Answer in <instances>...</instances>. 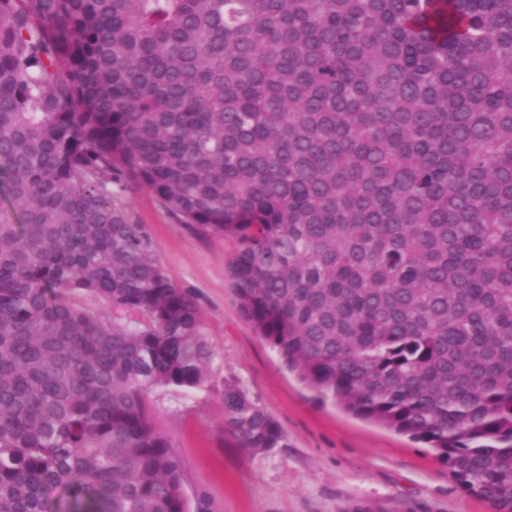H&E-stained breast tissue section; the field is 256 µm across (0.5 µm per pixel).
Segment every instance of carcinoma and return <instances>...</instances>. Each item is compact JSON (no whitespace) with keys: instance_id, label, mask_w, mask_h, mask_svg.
I'll list each match as a JSON object with an SVG mask.
<instances>
[{"instance_id":"cac0c4a2","label":"carcinoma","mask_w":512,"mask_h":512,"mask_svg":"<svg viewBox=\"0 0 512 512\" xmlns=\"http://www.w3.org/2000/svg\"><path fill=\"white\" fill-rule=\"evenodd\" d=\"M130 180L317 400L512 512V0H0V512H188L147 397L214 353ZM224 428L286 447L236 385Z\"/></svg>"}]
</instances>
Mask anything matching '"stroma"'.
<instances>
[{
    "label": "stroma",
    "instance_id": "obj_1",
    "mask_svg": "<svg viewBox=\"0 0 512 512\" xmlns=\"http://www.w3.org/2000/svg\"><path fill=\"white\" fill-rule=\"evenodd\" d=\"M132 212L176 286L201 310L215 351L198 389L148 396L170 438L189 512H492L464 492L434 452L409 436L318 403L242 316L231 287L232 238L202 237L132 187ZM234 384L278 422L287 445L253 454L224 427V388Z\"/></svg>",
    "mask_w": 512,
    "mask_h": 512
}]
</instances>
